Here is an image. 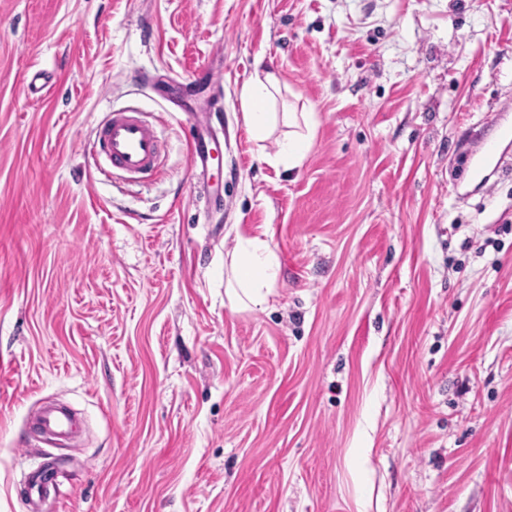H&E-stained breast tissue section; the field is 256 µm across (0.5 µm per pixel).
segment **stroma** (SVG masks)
Listing matches in <instances>:
<instances>
[{"label":"stroma","mask_w":512,"mask_h":512,"mask_svg":"<svg viewBox=\"0 0 512 512\" xmlns=\"http://www.w3.org/2000/svg\"><path fill=\"white\" fill-rule=\"evenodd\" d=\"M263 70L315 115L290 171L245 124ZM126 106L148 181L93 160ZM500 122L512 0H0V512L47 457L50 512H512V141L469 177ZM240 234L263 310L224 294ZM278 259L259 237L238 235V245L224 257L225 294L241 310L262 307L273 295ZM37 432L47 442L59 444L84 432L82 419L62 409L43 408L37 419Z\"/></svg>","instance_id":"obj_1"}]
</instances>
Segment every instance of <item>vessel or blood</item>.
<instances>
[{
  "label": "vessel or blood",
  "mask_w": 512,
  "mask_h": 512,
  "mask_svg": "<svg viewBox=\"0 0 512 512\" xmlns=\"http://www.w3.org/2000/svg\"><path fill=\"white\" fill-rule=\"evenodd\" d=\"M94 151L112 167L134 179L157 175L162 143L154 127L141 119L137 110L111 112L97 129ZM84 431L82 419L61 409L45 408L37 419V432L47 442L56 444L72 439ZM58 473L41 464L29 477V512H46L48 497L57 487Z\"/></svg>",
  "instance_id": "obj_1"
}]
</instances>
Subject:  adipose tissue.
Wrapping results in <instances>:
<instances>
[{"label": "adipose tissue", "mask_w": 512, "mask_h": 512, "mask_svg": "<svg viewBox=\"0 0 512 512\" xmlns=\"http://www.w3.org/2000/svg\"><path fill=\"white\" fill-rule=\"evenodd\" d=\"M282 92L272 72L255 75L240 91L243 115L255 141L262 142L274 132L277 124H285L289 132L279 143L273 165L296 168L302 165L314 138L312 113L272 112L271 107ZM278 259L269 244L257 237H239L238 245L224 259L225 294L239 309L247 310L268 303L273 294Z\"/></svg>", "instance_id": "ef3b65f1"}]
</instances>
